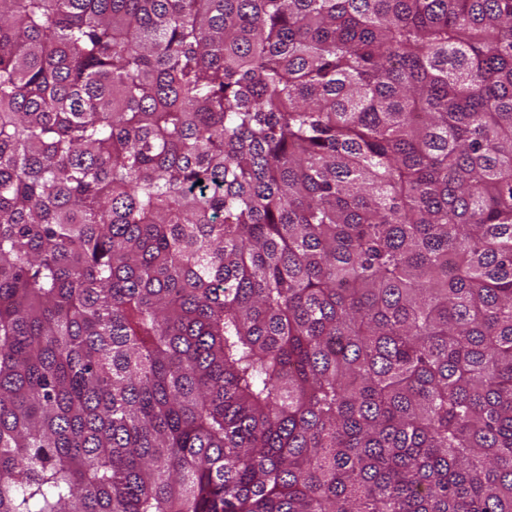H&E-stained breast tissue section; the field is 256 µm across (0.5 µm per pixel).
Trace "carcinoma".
Instances as JSON below:
<instances>
[{
	"label": "carcinoma",
	"mask_w": 512,
	"mask_h": 512,
	"mask_svg": "<svg viewBox=\"0 0 512 512\" xmlns=\"http://www.w3.org/2000/svg\"><path fill=\"white\" fill-rule=\"evenodd\" d=\"M0 512H512V0H0Z\"/></svg>",
	"instance_id": "obj_1"
}]
</instances>
